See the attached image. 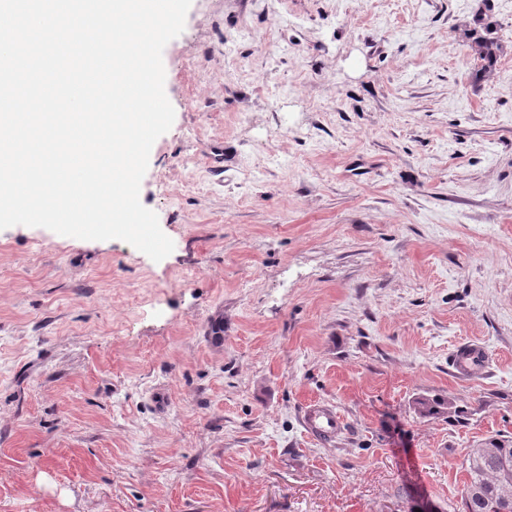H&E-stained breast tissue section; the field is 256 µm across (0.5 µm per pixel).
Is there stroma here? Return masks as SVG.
<instances>
[{
	"instance_id": "35a3bbf8",
	"label": "stroma",
	"mask_w": 512,
	"mask_h": 512,
	"mask_svg": "<svg viewBox=\"0 0 512 512\" xmlns=\"http://www.w3.org/2000/svg\"><path fill=\"white\" fill-rule=\"evenodd\" d=\"M162 58L173 252L0 230V512H463L512 438V0H192ZM471 48L475 61L473 69L474 77L476 79L487 77L493 71L497 62V43L490 40H478ZM488 365V354L478 344L467 343L458 347L451 359V367L454 373L472 376L484 371ZM342 421L336 410L326 404H311L304 411L307 433L322 440H331L341 429Z\"/></svg>"
}]
</instances>
